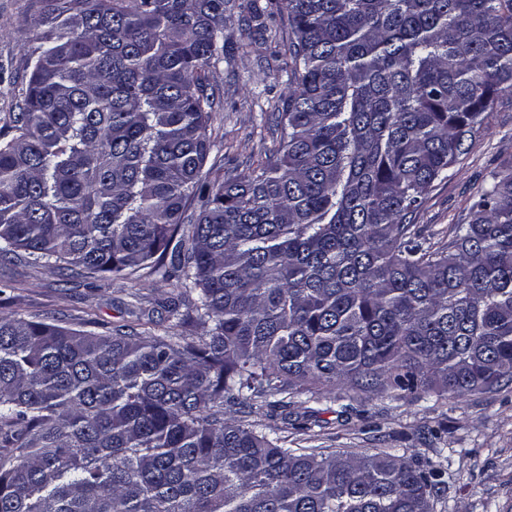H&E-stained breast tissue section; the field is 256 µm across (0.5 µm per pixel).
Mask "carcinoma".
Masks as SVG:
<instances>
[{
	"label": "carcinoma",
	"instance_id": "cac0c4a2",
	"mask_svg": "<svg viewBox=\"0 0 512 512\" xmlns=\"http://www.w3.org/2000/svg\"><path fill=\"white\" fill-rule=\"evenodd\" d=\"M0 132V256L174 278L200 330L0 316V512H432L444 462L285 448L224 407L512 381V166L454 239L414 214L512 94V0H280L277 153L210 177L234 0H38Z\"/></svg>",
	"mask_w": 512,
	"mask_h": 512
}]
</instances>
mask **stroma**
<instances>
[{
    "label": "stroma",
    "mask_w": 512,
    "mask_h": 512,
    "mask_svg": "<svg viewBox=\"0 0 512 512\" xmlns=\"http://www.w3.org/2000/svg\"><path fill=\"white\" fill-rule=\"evenodd\" d=\"M265 15L250 24L253 6ZM36 0H0V128L17 111L29 78L26 45L42 33ZM287 12L274 0H236L224 14V57L207 73L214 98L206 165L213 174H246L279 145L277 117L293 88ZM512 164V95L496 97L487 124L469 152L434 182L414 224L422 240L439 248L452 228L467 223L492 173ZM174 281L142 270L82 277L49 271L25 255L0 257V316L48 320L95 333L119 328L163 333L176 329L169 308ZM288 408L275 397L233 408L236 421L263 430L288 448L340 454L405 449L415 461L451 458L446 488L432 497V512H512V382L460 399L433 393L399 398L343 386L311 396L293 393Z\"/></svg>",
    "instance_id": "1"
}]
</instances>
